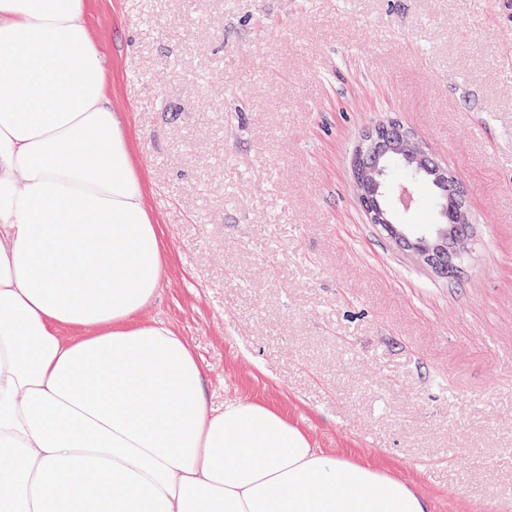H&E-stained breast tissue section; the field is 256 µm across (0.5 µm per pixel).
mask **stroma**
<instances>
[{
    "mask_svg": "<svg viewBox=\"0 0 512 512\" xmlns=\"http://www.w3.org/2000/svg\"><path fill=\"white\" fill-rule=\"evenodd\" d=\"M169 262L145 311L209 400L267 404L429 512H512V0H92ZM396 119L468 188L445 277L366 220Z\"/></svg>",
    "mask_w": 512,
    "mask_h": 512,
    "instance_id": "35a3bbf8",
    "label": "stroma"
}]
</instances>
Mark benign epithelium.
I'll return each instance as SVG.
<instances>
[{
  "label": "benign epithelium",
  "mask_w": 512,
  "mask_h": 512,
  "mask_svg": "<svg viewBox=\"0 0 512 512\" xmlns=\"http://www.w3.org/2000/svg\"><path fill=\"white\" fill-rule=\"evenodd\" d=\"M394 153L402 156L416 175L426 174L438 189L439 224H409L395 234L402 249L411 252L436 275L453 270L455 258L465 251L472 238L471 215L457 178L448 167L434 159L423 142L408 128L389 120L366 131L357 147L353 178L359 203L370 223L383 229L392 227V187L385 180L383 159Z\"/></svg>",
  "instance_id": "benign-epithelium-1"
}]
</instances>
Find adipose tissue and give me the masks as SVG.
Returning a JSON list of instances; mask_svg holds the SVG:
<instances>
[{"instance_id":"adipose-tissue-1","label":"adipose tissue","mask_w":512,"mask_h":512,"mask_svg":"<svg viewBox=\"0 0 512 512\" xmlns=\"http://www.w3.org/2000/svg\"><path fill=\"white\" fill-rule=\"evenodd\" d=\"M89 0H0V512H427L269 406L210 405Z\"/></svg>"}]
</instances>
